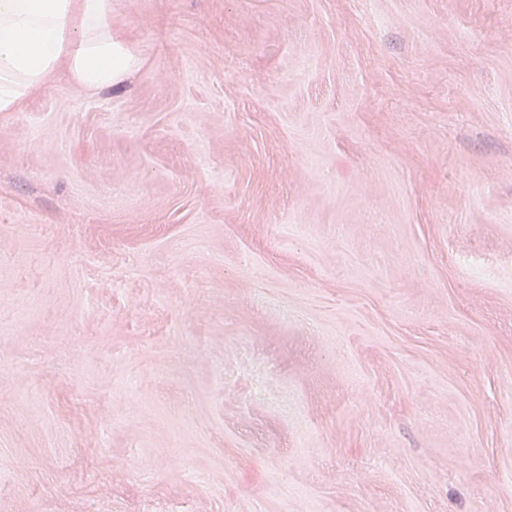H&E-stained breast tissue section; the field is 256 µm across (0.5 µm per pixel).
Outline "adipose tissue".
<instances>
[{
	"label": "adipose tissue",
	"instance_id": "adipose-tissue-1",
	"mask_svg": "<svg viewBox=\"0 0 512 512\" xmlns=\"http://www.w3.org/2000/svg\"><path fill=\"white\" fill-rule=\"evenodd\" d=\"M139 63L112 30V0H0V112L56 79L98 94Z\"/></svg>",
	"mask_w": 512,
	"mask_h": 512
}]
</instances>
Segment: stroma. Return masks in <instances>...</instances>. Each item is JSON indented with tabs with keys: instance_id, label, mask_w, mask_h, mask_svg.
<instances>
[{
	"instance_id": "stroma-1",
	"label": "stroma",
	"mask_w": 512,
	"mask_h": 512,
	"mask_svg": "<svg viewBox=\"0 0 512 512\" xmlns=\"http://www.w3.org/2000/svg\"><path fill=\"white\" fill-rule=\"evenodd\" d=\"M0 113V512H512V0H112Z\"/></svg>"
}]
</instances>
